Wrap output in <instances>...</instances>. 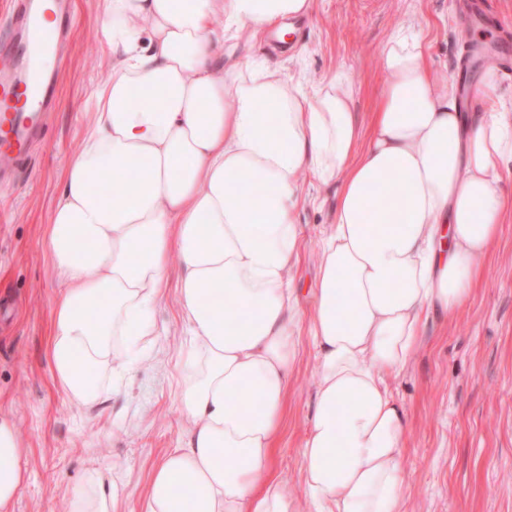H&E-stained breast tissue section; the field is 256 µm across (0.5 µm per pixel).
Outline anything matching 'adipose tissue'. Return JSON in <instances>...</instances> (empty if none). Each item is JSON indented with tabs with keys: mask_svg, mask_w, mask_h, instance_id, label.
I'll use <instances>...</instances> for the list:
<instances>
[{
	"mask_svg": "<svg viewBox=\"0 0 512 512\" xmlns=\"http://www.w3.org/2000/svg\"><path fill=\"white\" fill-rule=\"evenodd\" d=\"M311 7L101 0L112 75L93 93L43 242L61 285L47 358L65 398L94 406L148 357L152 314L175 293L189 337L175 386L189 429L139 512H297L271 469L304 331L318 353L300 448L315 512H407L409 423L389 382L410 368L429 314L469 299L496 244L512 116L461 111L416 36L386 44L388 80L365 123L346 82H320L309 97L280 68L239 54L241 30L284 31ZM241 173L261 195L233 188ZM308 175L340 190L305 312L292 270ZM104 180L112 196L98 192ZM235 391L251 404L232 405ZM28 478L26 446L0 412V512ZM114 499L93 467L69 512H112Z\"/></svg>",
	"mask_w": 512,
	"mask_h": 512,
	"instance_id": "ef3b65f1",
	"label": "adipose tissue"
}]
</instances>
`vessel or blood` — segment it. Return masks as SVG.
<instances>
[{"instance_id":"1","label":"vessel or blood","mask_w":512,"mask_h":512,"mask_svg":"<svg viewBox=\"0 0 512 512\" xmlns=\"http://www.w3.org/2000/svg\"><path fill=\"white\" fill-rule=\"evenodd\" d=\"M45 40L38 0H13L10 36L0 44L14 60L0 71V185L10 181L55 106L60 63L45 57Z\"/></svg>"}]
</instances>
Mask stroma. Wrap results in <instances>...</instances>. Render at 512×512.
Listing matches in <instances>:
<instances>
[{
  "mask_svg": "<svg viewBox=\"0 0 512 512\" xmlns=\"http://www.w3.org/2000/svg\"><path fill=\"white\" fill-rule=\"evenodd\" d=\"M463 0H312L295 22L290 49L275 50L272 33L238 35L243 54L282 65L313 94L321 80H350L355 109L367 119L383 88L385 43L414 29L434 71L454 84L480 80L483 63L454 67L467 44L489 48L497 64L512 62V0H487L482 24L456 25ZM77 30L60 65L59 104L49 113L24 179L0 188V410L10 413L28 447L30 476L13 512H68V499L89 466H108L114 512H136L153 467L183 442L187 425L175 397L174 363L185 330L174 296L157 306L151 351L126 391L105 395L91 410L69 404L46 358L59 283L42 248L66 163L81 146L89 99L109 77L98 0H73ZM339 186L305 178L296 222L305 249L293 271L300 304L310 307L317 251L334 223ZM317 354L302 340L288 390L274 476L312 512L301 482L298 448L314 412ZM409 420L408 512H512V206L472 298L451 317L430 319L410 371L391 381Z\"/></svg>",
  "mask_w": 512,
  "mask_h": 512,
  "instance_id": "35a3bbf8",
  "label": "stroma"
}]
</instances>
